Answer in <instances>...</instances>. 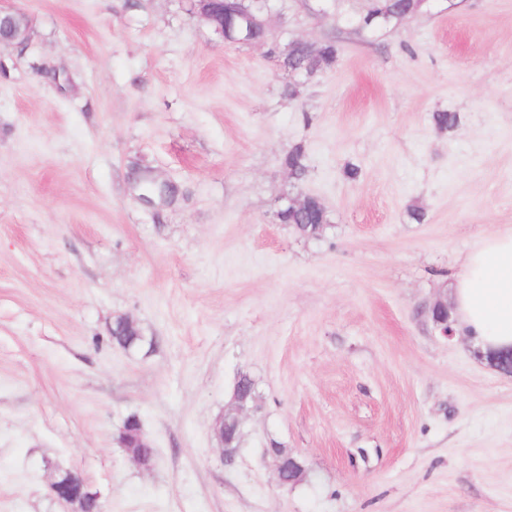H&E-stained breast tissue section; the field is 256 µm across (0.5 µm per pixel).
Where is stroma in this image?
<instances>
[{
    "instance_id": "obj_1",
    "label": "stroma",
    "mask_w": 512,
    "mask_h": 512,
    "mask_svg": "<svg viewBox=\"0 0 512 512\" xmlns=\"http://www.w3.org/2000/svg\"><path fill=\"white\" fill-rule=\"evenodd\" d=\"M0 7L31 20L0 46V512H63L58 469L103 512H512V377L416 314L512 229V0H429L368 37L347 21L369 0H274L281 42L340 41L294 96L192 0ZM146 173L166 203L140 200ZM296 189L322 238L278 221ZM118 316L146 345L113 344ZM242 370L259 405L228 467ZM132 413L149 470L118 440ZM306 151L303 145L296 144L292 146L281 158L282 165L288 169L294 184L303 181L307 172ZM265 458H269L270 465L281 486L294 484L303 476L304 468L302 463L284 448L267 449Z\"/></svg>"
}]
</instances>
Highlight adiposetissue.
<instances>
[{"label":"adipose tissue","instance_id":"ef3b65f1","mask_svg":"<svg viewBox=\"0 0 512 512\" xmlns=\"http://www.w3.org/2000/svg\"><path fill=\"white\" fill-rule=\"evenodd\" d=\"M462 267L452 283L453 331L484 355L512 348V231L487 236Z\"/></svg>","mask_w":512,"mask_h":512}]
</instances>
